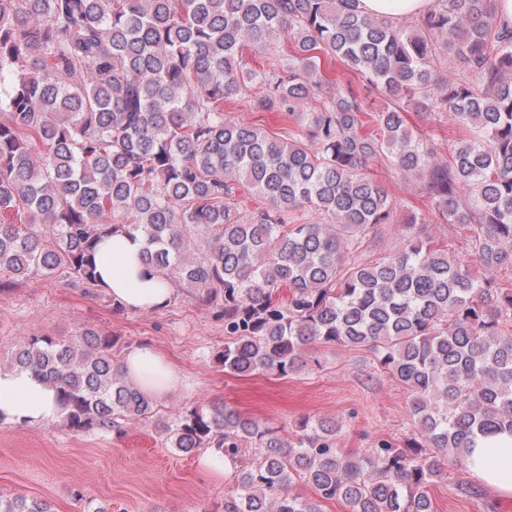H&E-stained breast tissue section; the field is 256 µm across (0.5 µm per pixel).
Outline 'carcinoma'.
<instances>
[{
	"mask_svg": "<svg viewBox=\"0 0 512 512\" xmlns=\"http://www.w3.org/2000/svg\"><path fill=\"white\" fill-rule=\"evenodd\" d=\"M495 0H436L421 32L357 0H0V283L64 275L99 284L98 242L138 233L143 263L224 319V372L280 378L311 343L362 348L407 393L416 434L360 452L340 428L304 420L292 437L220 402L167 427L183 454L210 448L233 466L224 512H437L442 461L468 466L474 438L512 432V28ZM280 49L259 71L242 51ZM456 71L436 65L442 52ZM336 85V94L321 96ZM260 89L253 110L291 121L289 142L224 106ZM450 112L465 128L438 161L408 108ZM385 157L425 182L468 256L408 234L369 260L395 202L367 172ZM262 206L246 214L240 189ZM316 212L324 221L311 223ZM116 339L28 336L9 370L55 389L74 433L151 417ZM306 482L314 499L293 493ZM0 512H53L0 495Z\"/></svg>",
	"mask_w": 512,
	"mask_h": 512,
	"instance_id": "1",
	"label": "carcinoma"
}]
</instances>
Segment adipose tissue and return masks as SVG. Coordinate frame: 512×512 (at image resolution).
Listing matches in <instances>:
<instances>
[{
  "mask_svg": "<svg viewBox=\"0 0 512 512\" xmlns=\"http://www.w3.org/2000/svg\"><path fill=\"white\" fill-rule=\"evenodd\" d=\"M143 240L137 234L117 233L103 239L98 271L110 293L128 310L153 311L166 307L173 290L143 263ZM128 377L152 396L160 397L180 383L178 370L154 348L141 345L124 359ZM0 413L31 426L56 422L64 411L54 392L27 372H0ZM474 477L500 495L512 498V433L479 436L471 452Z\"/></svg>",
  "mask_w": 512,
  "mask_h": 512,
  "instance_id": "obj_1",
  "label": "adipose tissue"
}]
</instances>
